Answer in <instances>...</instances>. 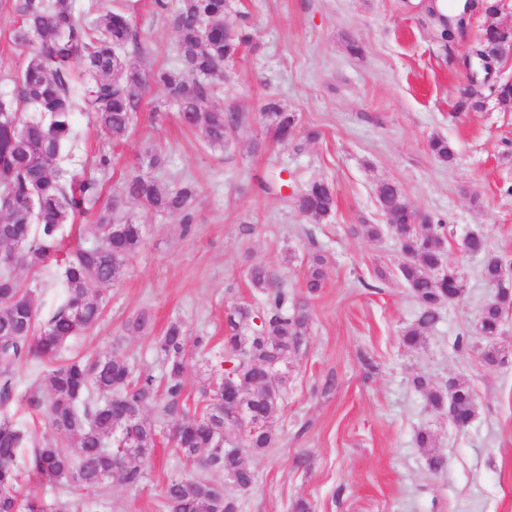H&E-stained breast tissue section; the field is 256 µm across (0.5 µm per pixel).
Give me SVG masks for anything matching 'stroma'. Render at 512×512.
Masks as SVG:
<instances>
[{
	"label": "stroma",
	"instance_id": "1",
	"mask_svg": "<svg viewBox=\"0 0 512 512\" xmlns=\"http://www.w3.org/2000/svg\"><path fill=\"white\" fill-rule=\"evenodd\" d=\"M144 73L175 64L176 36L150 0H78L92 13L125 9ZM12 0H0V95L17 94L15 79L27 55L13 41L20 23ZM225 21L245 22L251 41L225 68L217 100L242 121L223 149L180 127L176 109L160 92L142 89L141 107L120 144L109 143L91 114L77 110L76 138L62 165L78 177L98 174L100 154L112 157L90 211L63 228L65 242L81 225L106 211L119 185L141 173L146 154L164 164L150 174L161 186L195 182L193 223L146 212L127 202V214L144 226V244L121 281L106 287L97 326L71 339L64 359L111 352L163 382L165 368L154 342L168 323L182 321L186 344L185 393L195 406L201 383L224 350L228 311H261L263 294L247 270L270 269L292 300L305 296L304 275L313 255L325 259L323 288L310 302L305 345L289 358L281 400L272 416L278 440L251 460L254 483L240 491L212 474V484L233 497L236 512H512V309L498 342L504 364L486 365L479 331L492 287L481 276V255H462L464 238L483 233L488 248L512 264V102L495 85L512 83V49L489 66L475 55L486 18L471 17L464 37L443 41L426 0H229ZM359 53H351L349 42ZM275 98L297 116L313 140L283 144L267 131L261 108ZM447 139L451 162L430 150ZM288 171L296 185L332 181L336 209L322 221L300 214L292 199L260 189ZM396 182L418 216L445 224L451 258L462 261V300L442 305L421 345L406 348L403 330L419 306L395 276V238H367L363 227L385 224L377 201L383 181ZM18 277L36 291L40 317L62 302L66 288L60 259L21 268ZM151 310L152 331L126 335L125 321ZM211 339L212 352L194 337ZM432 386L450 379L472 389L477 415L458 430L447 408L433 407L412 379ZM431 433L443 470H431L417 442ZM185 466L171 443H158L141 489L110 483L82 503L106 500L108 512H162L166 482Z\"/></svg>",
	"mask_w": 512,
	"mask_h": 512
}]
</instances>
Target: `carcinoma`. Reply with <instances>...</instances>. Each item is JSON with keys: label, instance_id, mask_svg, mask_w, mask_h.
<instances>
[{"label": "carcinoma", "instance_id": "obj_1", "mask_svg": "<svg viewBox=\"0 0 512 512\" xmlns=\"http://www.w3.org/2000/svg\"><path fill=\"white\" fill-rule=\"evenodd\" d=\"M159 12L176 33V67L158 69L150 80L163 93L165 103L177 107L183 126L200 132L213 147H224L241 122L234 109L214 101L215 86L224 81L222 71L243 46L250 43L245 27L233 37L224 36L226 0H179L176 8L167 0H154ZM22 22L14 42L31 52L17 75L19 100L33 108L25 116L13 101L0 98V249L16 255L15 264L0 269V512H45L36 498H21L23 475L35 476L66 492L102 490L116 481L129 489L139 488L161 433L144 417V410L164 395L162 413L174 412L185 388L186 330L171 322L155 342L165 366V385L158 389L151 375L137 373L127 360L113 354L90 359H71L53 367L45 377V389L27 399L31 412L46 423L42 442L30 453L27 472L16 464L24 434L8 413L16 399V373L30 358H54L74 336L94 328L104 302L103 287L118 282L143 244V225L128 217L124 208H109L96 222L83 227V240L66 254L64 277L67 295L36 333L39 312L35 290L21 283L18 265L36 267L56 256L61 226L75 212H88L99 195L100 180L84 179L77 188H67L68 171L61 167L67 147L75 139L73 114L74 60L81 63L85 83L84 109L93 113L98 126L114 141L124 139L139 111L136 93L144 76L130 57L129 47H138L132 19L124 11H108L91 20L79 14L75 0H13ZM441 38L453 42L465 34L457 14L441 15ZM508 33L490 23L485 28L477 55L489 60L499 55ZM261 118L278 140L289 142L300 134L293 113L279 102H265ZM312 139L317 132L309 130ZM116 196L140 204L145 211L192 222L191 205L197 189L190 181L162 189L152 176L134 174ZM295 208L304 216L321 221L336 207L332 183L313 180L291 194ZM381 210L395 216L389 229L400 250L413 260L398 266V274L414 294L420 314L414 325L402 332L403 343L421 344L437 321V310L448 293L464 287L457 263L446 259L431 218L414 223V212L402 189L393 184L378 199ZM469 249L484 254L482 275L497 287V304L482 315L481 334L489 344L481 359L488 365L505 360V350L493 340L501 335L504 312L512 306V287L501 282L503 260L486 251L482 235H472ZM324 259L312 257L304 286L312 295L324 282ZM253 287L265 294L261 325L245 306L230 309L231 333L224 338V353L233 363L239 396L224 398V369L215 367L201 388L200 411L185 414L176 424L174 447L195 467V473L171 478L163 491L164 512H236L234 500L219 498L210 482L217 472L235 473L245 486L254 482L250 458L273 447L276 429L270 418L279 399L268 396V376L283 381L288 358L305 342L309 314L288 305V294L275 285L273 274L263 265L248 269ZM153 317L142 311L126 321L132 336L145 334ZM434 407H442L453 393L458 414L476 415L474 394L466 383L453 380L442 389L430 385L423 375L412 379ZM261 417L255 429L225 427L236 418L239 407ZM137 445V451L123 448Z\"/></svg>", "mask_w": 512, "mask_h": 512}]
</instances>
